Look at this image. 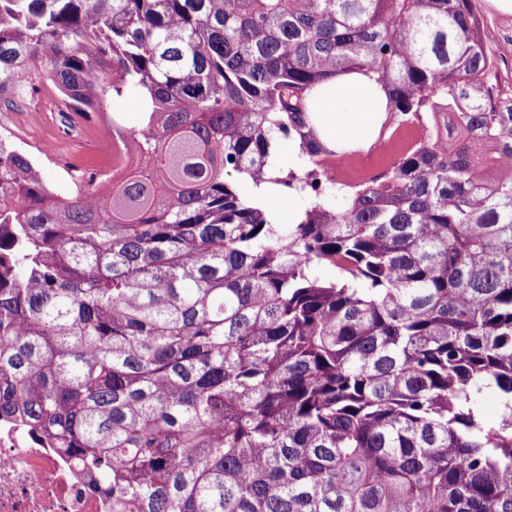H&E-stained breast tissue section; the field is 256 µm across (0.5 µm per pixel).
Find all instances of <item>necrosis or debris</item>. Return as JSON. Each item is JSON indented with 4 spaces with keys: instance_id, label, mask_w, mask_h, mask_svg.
<instances>
[{
    "instance_id": "1",
    "label": "necrosis or debris",
    "mask_w": 512,
    "mask_h": 512,
    "mask_svg": "<svg viewBox=\"0 0 512 512\" xmlns=\"http://www.w3.org/2000/svg\"><path fill=\"white\" fill-rule=\"evenodd\" d=\"M0 512H112L75 466L21 426L0 422Z\"/></svg>"
}]
</instances>
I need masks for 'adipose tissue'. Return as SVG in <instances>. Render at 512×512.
Masks as SVG:
<instances>
[{"mask_svg": "<svg viewBox=\"0 0 512 512\" xmlns=\"http://www.w3.org/2000/svg\"><path fill=\"white\" fill-rule=\"evenodd\" d=\"M311 124L329 149L352 150L371 143L386 112L388 99L369 75L351 71L317 85Z\"/></svg>", "mask_w": 512, "mask_h": 512, "instance_id": "ef3b65f1", "label": "adipose tissue"}]
</instances>
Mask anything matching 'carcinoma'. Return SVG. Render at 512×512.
<instances>
[{
    "label": "carcinoma",
    "mask_w": 512,
    "mask_h": 512,
    "mask_svg": "<svg viewBox=\"0 0 512 512\" xmlns=\"http://www.w3.org/2000/svg\"><path fill=\"white\" fill-rule=\"evenodd\" d=\"M44 55L67 109L109 82L143 117L64 192L0 135V420L112 512H512V94L476 0H0V89ZM356 69L425 136L337 195L307 99Z\"/></svg>",
    "instance_id": "cac0c4a2"
}]
</instances>
